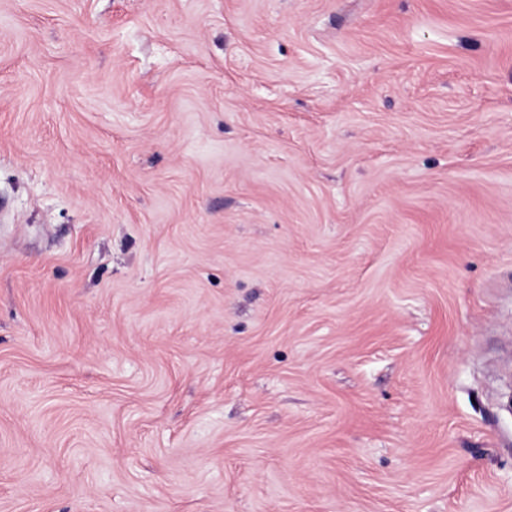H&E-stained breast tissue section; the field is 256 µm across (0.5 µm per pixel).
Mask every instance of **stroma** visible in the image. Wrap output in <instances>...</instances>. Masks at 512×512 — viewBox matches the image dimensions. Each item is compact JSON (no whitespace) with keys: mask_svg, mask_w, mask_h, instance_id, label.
<instances>
[{"mask_svg":"<svg viewBox=\"0 0 512 512\" xmlns=\"http://www.w3.org/2000/svg\"><path fill=\"white\" fill-rule=\"evenodd\" d=\"M0 512H512V0H0Z\"/></svg>","mask_w":512,"mask_h":512,"instance_id":"stroma-1","label":"stroma"}]
</instances>
